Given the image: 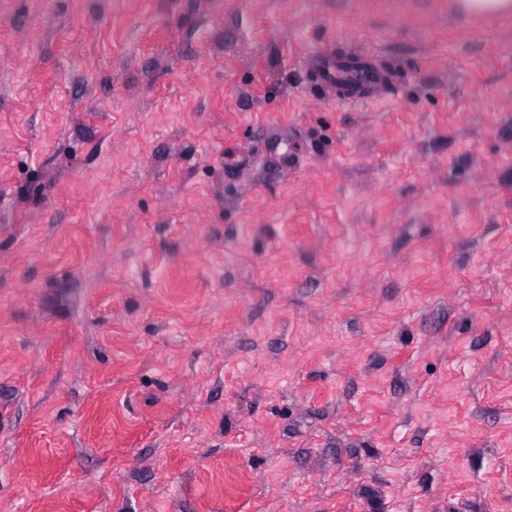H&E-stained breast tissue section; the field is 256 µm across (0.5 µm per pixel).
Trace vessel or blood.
Listing matches in <instances>:
<instances>
[{"instance_id":"obj_1","label":"vessel or blood","mask_w":512,"mask_h":512,"mask_svg":"<svg viewBox=\"0 0 512 512\" xmlns=\"http://www.w3.org/2000/svg\"><path fill=\"white\" fill-rule=\"evenodd\" d=\"M305 65L324 90L336 94L347 103L372 97L382 81L381 73L365 59L339 58L316 51L307 56Z\"/></svg>"}]
</instances>
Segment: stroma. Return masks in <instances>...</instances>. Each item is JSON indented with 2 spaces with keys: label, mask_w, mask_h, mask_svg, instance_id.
I'll use <instances>...</instances> for the list:
<instances>
[{
  "label": "stroma",
  "mask_w": 512,
  "mask_h": 512,
  "mask_svg": "<svg viewBox=\"0 0 512 512\" xmlns=\"http://www.w3.org/2000/svg\"><path fill=\"white\" fill-rule=\"evenodd\" d=\"M0 512H512V14L0 0ZM305 66L324 90L347 103L372 97L382 81L381 73L370 61L339 58L326 51H315L307 56Z\"/></svg>",
  "instance_id": "1"
}]
</instances>
